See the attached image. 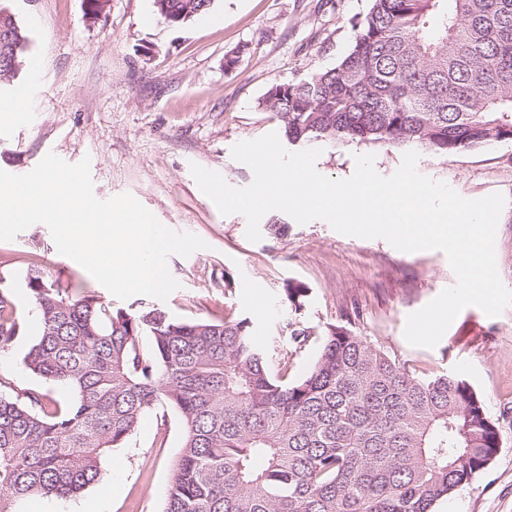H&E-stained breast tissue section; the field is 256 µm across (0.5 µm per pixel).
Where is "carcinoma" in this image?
I'll return each mask as SVG.
<instances>
[{
	"label": "carcinoma",
	"mask_w": 512,
	"mask_h": 512,
	"mask_svg": "<svg viewBox=\"0 0 512 512\" xmlns=\"http://www.w3.org/2000/svg\"><path fill=\"white\" fill-rule=\"evenodd\" d=\"M184 26L214 0H154ZM27 45L0 35V76ZM291 145L357 142L451 154L512 140V0H373L332 68L275 83L259 102ZM0 277V352L21 314ZM42 332L24 358L74 392L0 394V512L68 498L104 480L106 452L151 411L182 429L164 512H435L496 456L499 432L471 386L422 378L345 325L299 317L309 288L285 287L288 341L321 348L309 371L253 340L247 319L197 322L113 308L33 266Z\"/></svg>",
	"instance_id": "obj_1"
}]
</instances>
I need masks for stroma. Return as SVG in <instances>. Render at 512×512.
I'll list each match as a JSON object with an SVG mask.
<instances>
[{"label":"stroma","mask_w":512,"mask_h":512,"mask_svg":"<svg viewBox=\"0 0 512 512\" xmlns=\"http://www.w3.org/2000/svg\"><path fill=\"white\" fill-rule=\"evenodd\" d=\"M6 5L28 38V60L39 58L41 65L35 71L22 64L0 91V169L27 173L50 152L70 164L90 158L98 198L132 194L167 227L202 238L205 249L168 260L180 287L162 307L174 318H245L259 346L281 353L288 348L284 285L299 280L310 289L304 320L347 325L420 376L464 379L497 425L500 448L435 510L512 512V306L496 317L466 307L435 348L412 346L403 335L408 315L456 281L444 253L402 252L385 239L346 236L322 220L301 225L280 211L262 217L265 231L253 243L245 236V217L222 215L190 172L195 163L231 186L251 184V169L232 158L231 148L279 132L276 117L259 106L264 94L273 83L334 67L372 0H215L211 11L181 28L159 18L154 0H111L95 19L87 15L86 0ZM19 87L28 100L21 114L12 100ZM370 153L376 171L388 176L404 150L326 144L316 169L345 179L355 156ZM417 168L470 199L504 195L495 246L499 275L512 289V142L448 155L423 150ZM276 220L287 225L278 238L266 231ZM34 266L112 306L126 309L131 302L63 258L44 224L0 241V274L24 315L20 339L0 352V375L64 402L73 397L69 388L35 377L24 365L40 334L25 281ZM180 446L177 418L148 413L125 447L103 462L108 497L92 485L66 499H28L20 512H162Z\"/></svg>","instance_id":"35a3bbf8"}]
</instances>
